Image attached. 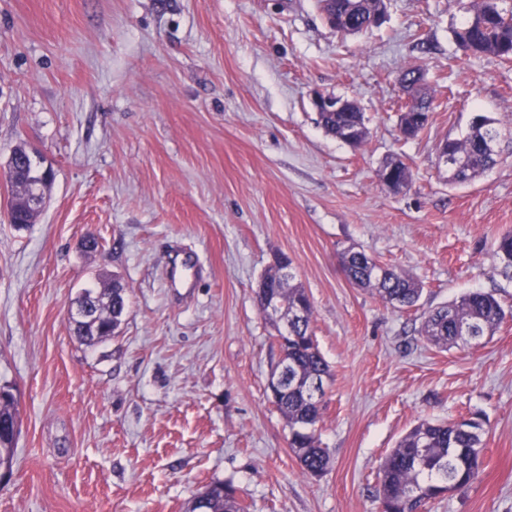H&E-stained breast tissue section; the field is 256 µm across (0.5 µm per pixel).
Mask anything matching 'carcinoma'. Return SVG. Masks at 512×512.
<instances>
[{
	"instance_id": "carcinoma-1",
	"label": "carcinoma",
	"mask_w": 512,
	"mask_h": 512,
	"mask_svg": "<svg viewBox=\"0 0 512 512\" xmlns=\"http://www.w3.org/2000/svg\"><path fill=\"white\" fill-rule=\"evenodd\" d=\"M383 0L359 3L357 32L372 28L371 14ZM457 49L465 56L491 54L512 59V0H475L464 26L453 32ZM420 69L411 67L403 74L404 88L419 110L418 117L400 116V131L413 138L425 127L431 99L418 90ZM320 123L326 133L359 147L367 137L363 113L355 104L347 112H321ZM500 131L495 121L485 115L472 120L468 132L459 139H445L448 149V182L465 184L495 164ZM392 168L398 190L410 183L408 167L399 159H390L384 168ZM16 176L9 212L15 220L29 225L37 210L29 200L41 189L39 170L31 156L24 155ZM494 253L502 274L512 279V232L499 236ZM340 265L355 286L367 290L387 306L404 310L416 305L422 294L420 282L413 276L380 266L374 259L352 248L339 254ZM269 289H277L282 307L291 312L302 309L303 315L288 324L283 333L278 321L280 358L273 372L281 373L284 391L274 397L277 409L290 430L289 447L302 473L321 476L329 467L327 449L321 446L316 425L321 417L324 380L331 377L330 366L321 354L311 329L312 307L302 284L280 264L271 266L261 278ZM93 300L97 321L73 328L77 339L94 344L107 338L116 328V316L128 308L126 288L117 279L103 282L98 289L84 290L77 301ZM506 312L494 294L470 291L429 312L419 330L430 345L447 351L458 347H475L494 334ZM11 387H0V420L14 417L16 406ZM481 424L470 418L462 422L423 421L407 431L385 456L379 472L381 512H414L417 505L436 500L476 481L483 469L484 443ZM205 512H246L229 482H213L207 494Z\"/></svg>"
}]
</instances>
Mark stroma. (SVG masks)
Wrapping results in <instances>:
<instances>
[{"mask_svg": "<svg viewBox=\"0 0 512 512\" xmlns=\"http://www.w3.org/2000/svg\"><path fill=\"white\" fill-rule=\"evenodd\" d=\"M472 5L389 0L353 36L316 0H0V168L21 145L55 172L20 231L0 181V384L20 413L0 512H185L215 481L249 512H380L384 455L421 421L462 417L482 424L484 471L424 512H512V279L494 255L512 230V60L457 54ZM414 63L433 103L406 138ZM317 92L358 106L363 146L324 131ZM478 115L502 132L497 162L449 186L439 145ZM390 158L410 170L399 193L380 180ZM175 246L204 269L186 294L167 284ZM350 246L417 277L416 307L352 285ZM280 255L332 374L319 477L268 387L280 351L255 291ZM114 276L129 310L81 343L68 314ZM472 289L504 322L477 347L428 345V311Z\"/></svg>", "mask_w": 512, "mask_h": 512, "instance_id": "1", "label": "stroma"}]
</instances>
